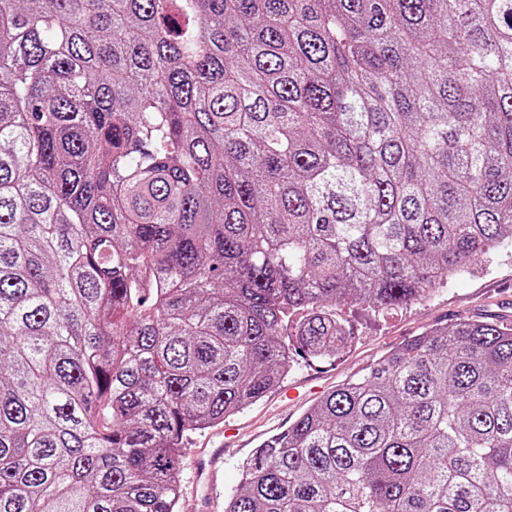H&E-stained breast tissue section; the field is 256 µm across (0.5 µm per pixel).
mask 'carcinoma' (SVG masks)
Masks as SVG:
<instances>
[{"instance_id": "carcinoma-1", "label": "carcinoma", "mask_w": 512, "mask_h": 512, "mask_svg": "<svg viewBox=\"0 0 512 512\" xmlns=\"http://www.w3.org/2000/svg\"><path fill=\"white\" fill-rule=\"evenodd\" d=\"M512 244V0H0V512H177L184 441ZM224 512H512V323L385 353Z\"/></svg>"}]
</instances>
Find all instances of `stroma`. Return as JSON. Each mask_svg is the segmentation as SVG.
Wrapping results in <instances>:
<instances>
[{"label":"stroma","mask_w":512,"mask_h":512,"mask_svg":"<svg viewBox=\"0 0 512 512\" xmlns=\"http://www.w3.org/2000/svg\"><path fill=\"white\" fill-rule=\"evenodd\" d=\"M354 343L337 358L315 362L295 360L288 376L263 398L229 416L228 423L241 432L237 443L226 444L224 427L191 433L183 450L187 461L180 474V512H190L192 471L189 459L198 449L224 447V466L216 479L220 499L239 486L240 466L268 436L286 428L296 417L347 377L364 372L385 352L410 337L459 320L512 322V247L497 250L492 262L472 267L437 285L411 305L389 313L342 306Z\"/></svg>","instance_id":"stroma-1"}]
</instances>
